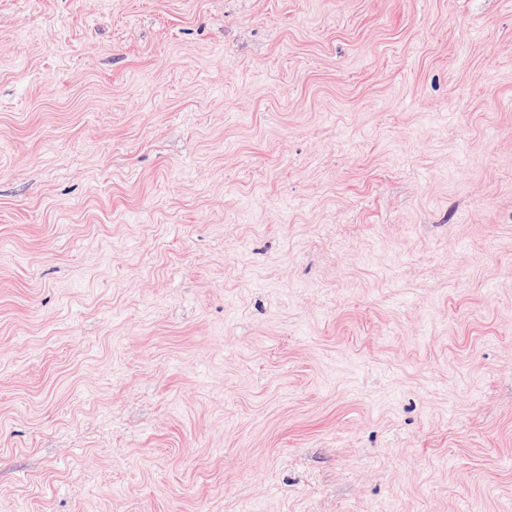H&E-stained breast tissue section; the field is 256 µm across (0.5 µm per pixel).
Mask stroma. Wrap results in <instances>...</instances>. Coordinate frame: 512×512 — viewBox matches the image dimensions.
I'll return each instance as SVG.
<instances>
[{"mask_svg": "<svg viewBox=\"0 0 512 512\" xmlns=\"http://www.w3.org/2000/svg\"><path fill=\"white\" fill-rule=\"evenodd\" d=\"M0 512H512V0H0Z\"/></svg>", "mask_w": 512, "mask_h": 512, "instance_id": "1", "label": "stroma"}]
</instances>
